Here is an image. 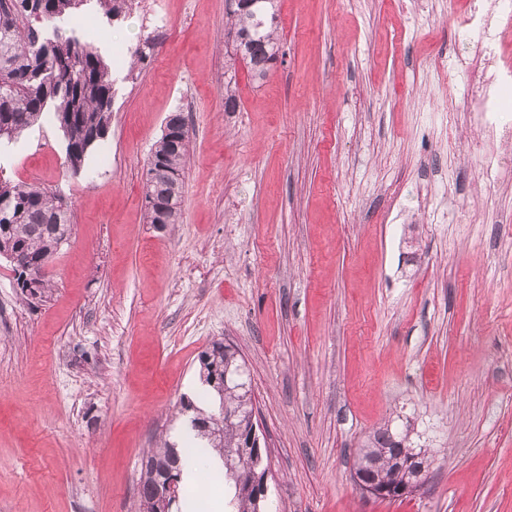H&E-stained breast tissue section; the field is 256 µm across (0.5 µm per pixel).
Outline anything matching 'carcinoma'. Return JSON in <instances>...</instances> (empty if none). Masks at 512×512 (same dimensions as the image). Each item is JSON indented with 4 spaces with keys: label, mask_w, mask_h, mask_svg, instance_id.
I'll return each instance as SVG.
<instances>
[{
    "label": "carcinoma",
    "mask_w": 512,
    "mask_h": 512,
    "mask_svg": "<svg viewBox=\"0 0 512 512\" xmlns=\"http://www.w3.org/2000/svg\"><path fill=\"white\" fill-rule=\"evenodd\" d=\"M28 2L0 0V144L18 138L50 114L62 132L66 161L77 172L112 122V66L89 38L90 20L76 18L70 26H61L85 0H35L38 7L34 9L28 8ZM95 2L102 17L114 21L132 10L134 0ZM225 29L232 40L234 59L245 63L252 79H266L280 54L276 0H227ZM170 122L173 126L157 140L145 168L148 185L144 207L149 224L157 220L154 201L167 206L166 223L176 224L180 218L190 137L185 117L177 114ZM0 198L8 200V210L0 211V225H9V234L3 237L4 248L22 252L36 268L49 263L71 235L70 209L65 199L34 184L2 180ZM14 274L27 300L47 297L50 287L45 279L32 289L24 272L16 270ZM199 363L208 385L211 369L228 374L219 401L227 408L241 409L242 415L224 426L220 436L201 425L191 426L206 441L204 446L180 450L163 442L152 449L142 463L138 512H189L192 499L180 483L175 497H157L150 464L166 465L180 477L182 459L208 456L213 451L224 458L225 506L230 512H257L254 492L238 484L245 468L238 450L253 405L242 357L231 344H215L200 355ZM409 448L408 433L394 432L386 424L367 439L356 471L367 465L368 457L378 458L379 464L370 471L372 482L387 496L398 497L406 485V472L393 459L408 455Z\"/></svg>",
    "instance_id": "obj_1"
}]
</instances>
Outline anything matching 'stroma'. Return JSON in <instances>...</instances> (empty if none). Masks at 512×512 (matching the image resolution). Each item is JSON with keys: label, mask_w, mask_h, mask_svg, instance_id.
Wrapping results in <instances>:
<instances>
[{"label": "stroma", "mask_w": 512, "mask_h": 512, "mask_svg": "<svg viewBox=\"0 0 512 512\" xmlns=\"http://www.w3.org/2000/svg\"><path fill=\"white\" fill-rule=\"evenodd\" d=\"M226 0H137L95 24L112 123L80 172L51 116L0 178L68 202L72 238L29 302L0 260V512H136L144 453L181 399L217 410L198 356L236 345L273 512H512V144L472 124L469 0H280L267 78L227 70ZM235 81L239 107L224 110ZM190 130L179 223L145 218L169 113ZM432 465L397 500L355 457L383 425Z\"/></svg>", "instance_id": "stroma-1"}]
</instances>
